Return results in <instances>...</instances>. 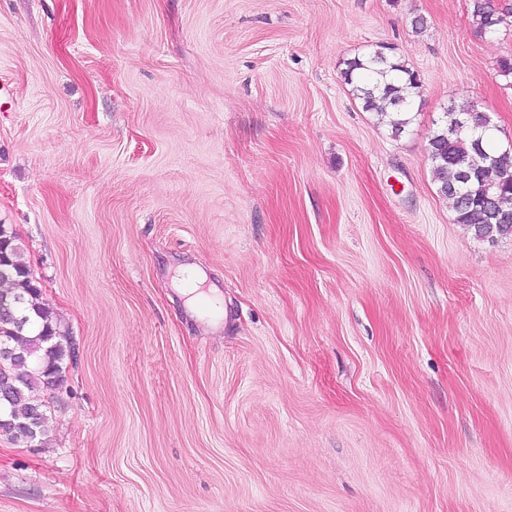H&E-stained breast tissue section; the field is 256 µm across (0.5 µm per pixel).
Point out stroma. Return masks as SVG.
Instances as JSON below:
<instances>
[{"label":"stroma","instance_id":"1","mask_svg":"<svg viewBox=\"0 0 512 512\" xmlns=\"http://www.w3.org/2000/svg\"><path fill=\"white\" fill-rule=\"evenodd\" d=\"M505 57L471 0H0V224L75 351L0 512H512V237L428 160L453 103L512 143ZM391 52L392 48L381 46L367 56L349 59L341 76L363 110L388 116L392 135L399 137L412 122L421 81L406 60ZM203 279L204 277L196 268L184 267L180 269L177 276L178 289L183 296L187 297V302L190 305H196L203 296V293L200 292Z\"/></svg>","mask_w":512,"mask_h":512}]
</instances>
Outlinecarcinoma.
I'll use <instances>...</instances> for the list:
<instances>
[{"label": "carcinoma", "instance_id": "carcinoma-1", "mask_svg": "<svg viewBox=\"0 0 512 512\" xmlns=\"http://www.w3.org/2000/svg\"><path fill=\"white\" fill-rule=\"evenodd\" d=\"M502 13L490 0H472L471 17L476 29L492 33L502 24ZM341 76L366 112L389 117L392 135L400 136L412 122L413 104L420 96L418 73L406 60L380 49L344 62ZM438 192L453 200L456 222L475 237L494 241L512 236V148L493 143L490 120L478 102L451 104L428 146ZM491 202L509 221L498 224L482 207ZM0 300L17 311L14 321L0 320V347L16 357L0 366V377L12 384L11 399L0 405V435L25 446L45 436L46 396L63 381L71 357L68 337L42 298L17 236L0 224Z\"/></svg>", "mask_w": 512, "mask_h": 512}]
</instances>
